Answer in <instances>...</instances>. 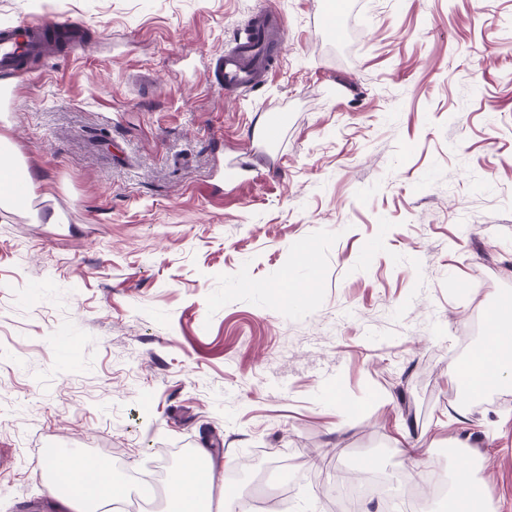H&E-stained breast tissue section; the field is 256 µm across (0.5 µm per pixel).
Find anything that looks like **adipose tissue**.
<instances>
[{
  "label": "adipose tissue",
  "instance_id": "1",
  "mask_svg": "<svg viewBox=\"0 0 512 512\" xmlns=\"http://www.w3.org/2000/svg\"><path fill=\"white\" fill-rule=\"evenodd\" d=\"M488 321L491 332L482 356L467 367H453L448 371L450 382L467 379L473 388H482L487 381H504L507 376L506 366L500 359L503 345H512V308H497L490 311ZM201 454L186 457L179 469L167 482L166 494L172 512H211V486L203 477L199 463ZM61 480H68L74 475H81L84 492L81 498L66 501L69 512H100L106 502V491L99 479L101 470L105 469L104 460L88 457L79 461L60 463L51 458L46 462Z\"/></svg>",
  "mask_w": 512,
  "mask_h": 512
}]
</instances>
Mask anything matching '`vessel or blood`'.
<instances>
[{"mask_svg": "<svg viewBox=\"0 0 512 512\" xmlns=\"http://www.w3.org/2000/svg\"><path fill=\"white\" fill-rule=\"evenodd\" d=\"M71 23L61 19H41L0 25V74L5 76L25 75L19 56L29 52L47 54L52 43L70 28ZM255 37L240 41L226 51L216 63L210 84L226 95L246 94L258 90L269 71L278 61V50L283 43L285 22L281 15L262 10L252 22ZM319 28L329 39L343 34L342 8L334 0L331 8L321 17ZM288 117L282 112L270 113L259 136L263 146H271L278 138ZM0 193L10 196L21 205H28L30 198L25 173L13 168L0 182Z\"/></svg>", "mask_w": 512, "mask_h": 512, "instance_id": "1", "label": "vessel or blood"}]
</instances>
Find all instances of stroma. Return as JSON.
<instances>
[{
	"instance_id": "1",
	"label": "stroma",
	"mask_w": 512,
	"mask_h": 512,
	"mask_svg": "<svg viewBox=\"0 0 512 512\" xmlns=\"http://www.w3.org/2000/svg\"><path fill=\"white\" fill-rule=\"evenodd\" d=\"M324 3L0 0V23L82 26L0 76L43 186L0 208V512L47 499L45 448L119 478L207 449L216 510L330 512L372 469L393 494L358 512H448L429 489L466 465L512 512V381L462 415L448 382L512 294V0H347L338 41ZM261 8L283 55L224 95L209 68ZM331 8L321 17L319 28L329 39H338L343 34V17L341 4L343 1H332ZM287 120L288 117L283 112L269 113L261 134L257 138V141L261 142L264 147L271 146L279 137L281 129Z\"/></svg>"
}]
</instances>
